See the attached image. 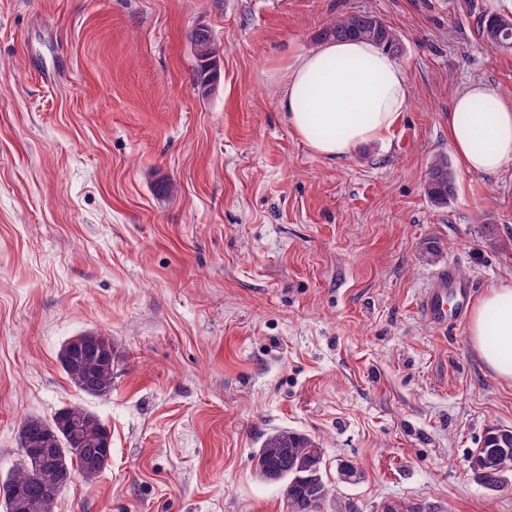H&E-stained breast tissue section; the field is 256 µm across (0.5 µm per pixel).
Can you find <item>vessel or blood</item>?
I'll return each instance as SVG.
<instances>
[{"instance_id":"1","label":"vessel or blood","mask_w":512,"mask_h":512,"mask_svg":"<svg viewBox=\"0 0 512 512\" xmlns=\"http://www.w3.org/2000/svg\"><path fill=\"white\" fill-rule=\"evenodd\" d=\"M472 298V285L457 269H440L421 299L420 309L433 324L445 326L461 323Z\"/></svg>"}]
</instances>
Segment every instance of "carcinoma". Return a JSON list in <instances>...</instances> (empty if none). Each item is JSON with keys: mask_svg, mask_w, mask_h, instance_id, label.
<instances>
[{"mask_svg": "<svg viewBox=\"0 0 512 512\" xmlns=\"http://www.w3.org/2000/svg\"><path fill=\"white\" fill-rule=\"evenodd\" d=\"M481 35L493 50L512 49V18L491 14L480 25ZM364 39L399 55L402 49L396 30L369 13H351L329 20L316 40ZM189 40L206 46L195 55V82L208 79L220 66L223 46L210 29L189 33ZM424 191L430 203L444 207L454 195V174L448 155L436 153L429 159ZM93 345L79 349L72 358L69 345L58 353V361L73 387L80 393L103 399L112 393V337L92 333ZM31 436L51 448L54 470L47 474L34 466L28 449L19 448L21 459L9 480L15 482L18 502L14 512H55L61 494L75 481L95 482L106 468L99 458L112 448L100 439L112 440L107 425L82 405L59 409L51 419L29 417L22 423L19 438ZM256 473L264 480L282 476L281 492L287 512H339L336 489L323 478V451L311 437L295 430L280 429L267 435L252 456ZM468 468L482 483L496 487L512 471V428L494 425L468 457Z\"/></svg>", "mask_w": 512, "mask_h": 512, "instance_id": "obj_1", "label": "carcinoma"}]
</instances>
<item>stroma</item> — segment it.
Instances as JSON below:
<instances>
[{
    "instance_id": "obj_1",
    "label": "stroma",
    "mask_w": 512,
    "mask_h": 512,
    "mask_svg": "<svg viewBox=\"0 0 512 512\" xmlns=\"http://www.w3.org/2000/svg\"><path fill=\"white\" fill-rule=\"evenodd\" d=\"M352 12L398 31L411 102L333 162L293 135L273 70ZM487 13L512 0H0V480L25 419L78 403L112 458L57 512H287L251 462L285 428L322 445L360 512H512V474L492 488L467 465L512 427V384L466 325L419 308L438 267L479 295L512 277V166L454 167L442 208L423 190L453 96L480 81L512 99ZM200 23L224 44L206 96ZM84 331L112 338L104 400L57 360ZM341 462L361 480L337 482Z\"/></svg>"
}]
</instances>
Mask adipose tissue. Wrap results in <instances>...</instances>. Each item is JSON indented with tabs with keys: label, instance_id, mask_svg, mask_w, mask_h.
<instances>
[{
	"label": "adipose tissue",
	"instance_id": "adipose-tissue-1",
	"mask_svg": "<svg viewBox=\"0 0 512 512\" xmlns=\"http://www.w3.org/2000/svg\"><path fill=\"white\" fill-rule=\"evenodd\" d=\"M278 102L297 139L329 161L385 140L410 101L409 76L396 57L367 40L323 41L292 52L275 70ZM448 145L462 168L496 175L512 164V101L481 82L457 93L448 111ZM467 335L484 364L512 382V279L474 304Z\"/></svg>",
	"mask_w": 512,
	"mask_h": 512
}]
</instances>
